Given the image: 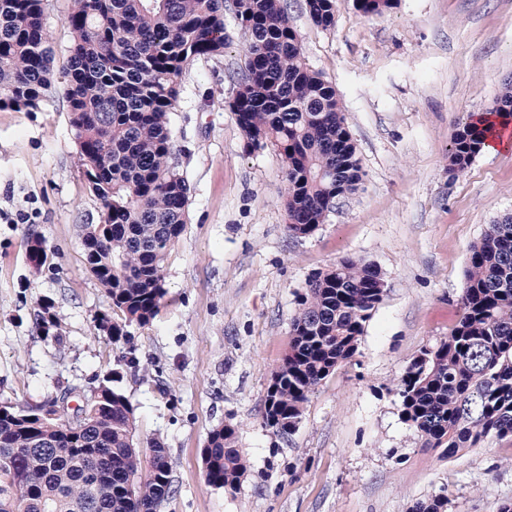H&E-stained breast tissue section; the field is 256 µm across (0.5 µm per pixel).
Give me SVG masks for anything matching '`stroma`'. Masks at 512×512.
Instances as JSON below:
<instances>
[{"label":"stroma","instance_id":"stroma-1","mask_svg":"<svg viewBox=\"0 0 512 512\" xmlns=\"http://www.w3.org/2000/svg\"><path fill=\"white\" fill-rule=\"evenodd\" d=\"M287 3L307 65L341 98L363 180L313 235H289L285 165L273 150L246 152L227 106L247 35L225 8L223 57L184 73L171 115L192 196L166 295L119 343L95 326L112 302L85 268L80 227L98 223L101 204L77 160L62 79L39 111L0 109V401L36 405L67 385L88 394L123 370L140 447L158 441L170 457L175 493L158 512H411L435 494L448 512H498L512 501V439L442 456L402 419L396 385L456 324L470 246L512 213V148L448 170L456 128L494 111L512 78V0H396L378 16L339 0L328 29L304 0ZM36 237L39 267L26 253ZM347 257L378 268L383 299L295 432L276 434L264 401L299 298ZM45 303L60 338L36 326ZM132 356L134 373L123 369ZM227 423L247 464L233 493L207 482L201 460Z\"/></svg>","mask_w":512,"mask_h":512}]
</instances>
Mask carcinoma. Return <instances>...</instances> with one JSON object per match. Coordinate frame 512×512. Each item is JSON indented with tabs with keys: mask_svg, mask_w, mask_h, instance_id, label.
<instances>
[{
	"mask_svg": "<svg viewBox=\"0 0 512 512\" xmlns=\"http://www.w3.org/2000/svg\"><path fill=\"white\" fill-rule=\"evenodd\" d=\"M47 0H0V109L34 112L51 87ZM225 0H70L71 37L62 71L69 123L100 223L82 225L85 268L112 300L97 318L112 342L145 326L165 296L164 265L185 231L191 186L175 161L171 114L186 68L224 55ZM248 33L228 107L248 152L275 149L286 165L288 232L313 234L336 201L362 181L335 87L309 69L285 0H232ZM338 0H305L332 27ZM380 15L393 0H355ZM485 130L467 123L452 137L449 169L463 173ZM28 258L46 262L43 241ZM384 294L379 270L345 258L308 281L288 353L267 387L263 423L293 433L309 395L357 349ZM461 315L448 337L419 352L397 383L402 419L426 448L452 455L488 437L512 438V215L488 225L469 250ZM37 326L60 338L46 306ZM113 372L91 395L66 386L53 402L78 399L85 418L68 427L32 408L0 402V512H157L169 498L171 464L159 442L156 472L137 479L143 451L135 409ZM237 427L213 429L202 450L207 482L234 492L247 466ZM412 512H448V498Z\"/></svg>",
	"mask_w": 512,
	"mask_h": 512,
	"instance_id": "1",
	"label": "carcinoma"
}]
</instances>
